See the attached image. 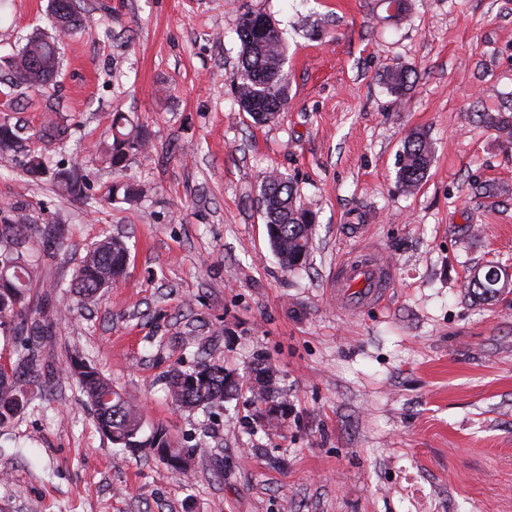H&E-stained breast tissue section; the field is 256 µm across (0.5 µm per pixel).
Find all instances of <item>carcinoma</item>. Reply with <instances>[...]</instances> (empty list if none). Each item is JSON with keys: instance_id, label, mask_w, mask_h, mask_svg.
<instances>
[{"instance_id": "cac0c4a2", "label": "carcinoma", "mask_w": 512, "mask_h": 512, "mask_svg": "<svg viewBox=\"0 0 512 512\" xmlns=\"http://www.w3.org/2000/svg\"><path fill=\"white\" fill-rule=\"evenodd\" d=\"M48 10L53 26L62 31H88V20L79 11L78 0H49ZM236 34L241 45L240 62L232 77L236 102L256 125L268 124L287 111L288 72L285 49L276 21L264 14L247 12L239 20ZM60 57L54 39L36 33L26 38L11 59V96L18 90L41 93L57 76ZM415 69L397 63L384 70L388 93L400 100L412 89ZM22 128L0 122V157L8 158L22 148ZM112 142L104 148L105 158L114 170H122L127 157L148 150L146 134L123 113L112 116ZM70 137L66 117L55 114L37 131L36 138L46 144H62ZM433 158L432 148L422 133L411 134L404 143L399 159L397 184L405 192L416 190L427 177ZM25 167L34 176L51 173L59 196L80 201L85 199L88 174L79 166L58 165L44 153L26 155ZM141 193L132 184L114 182L108 190L111 202L130 203ZM259 208L269 245L279 264L287 271L307 266L312 252V226L315 217L297 205L293 183L277 172L262 176ZM49 248L65 246L58 224H34L25 209L12 204L0 208V331L17 337L15 350L19 362L26 365L39 356L42 339L52 335L49 319L33 316L30 250L33 243ZM129 260V248L118 237L106 235L87 247L79 259L69 293L83 300L99 297L123 276ZM468 289L480 298L501 292L486 279H469ZM66 373L74 378L88 403L94 409L101 431L114 444L127 448H161L160 460L175 468L172 461L182 458L179 448L170 447L164 430L156 429L141 438L143 418L133 397L112 387L96 368L85 362L70 364ZM224 366L200 361L186 371L174 370L169 382L172 400L185 408L204 406L222 408L228 399ZM33 381L23 375L0 371V425L11 420L32 399Z\"/></svg>"}]
</instances>
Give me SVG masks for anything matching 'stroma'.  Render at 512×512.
I'll list each match as a JSON object with an SVG mask.
<instances>
[{"label": "stroma", "instance_id": "35a3bbf8", "mask_svg": "<svg viewBox=\"0 0 512 512\" xmlns=\"http://www.w3.org/2000/svg\"><path fill=\"white\" fill-rule=\"evenodd\" d=\"M48 0L0 8V78L23 38L50 31ZM92 34L62 35L59 73L0 119L36 132L59 102L72 138L58 156L89 175L86 206L0 159V204L64 227V248L34 250L36 305L54 333L35 374L45 388L0 426V512H512V288L483 301L475 268L512 271V0H84ZM262 12L286 46L288 110L271 125L239 111L240 17ZM415 67L395 100L382 74ZM150 138L112 171L114 112ZM493 114L498 126L480 121ZM434 157L420 189L397 186L408 134ZM277 170L315 216L309 265L281 268L258 184ZM143 188L109 204L113 180ZM130 251L95 302L59 292L104 233ZM378 250L388 300L351 314L329 295L336 265ZM94 365L137 400L190 463L99 430L62 370ZM207 361L239 379L220 409H181L173 370ZM275 373L259 423L251 392Z\"/></svg>", "mask_w": 512, "mask_h": 512}]
</instances>
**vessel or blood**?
Segmentation results:
<instances>
[{"instance_id":"obj_1","label":"vessel or blood","mask_w":512,"mask_h":512,"mask_svg":"<svg viewBox=\"0 0 512 512\" xmlns=\"http://www.w3.org/2000/svg\"><path fill=\"white\" fill-rule=\"evenodd\" d=\"M391 286L388 267L374 254L347 257L336 268V300L351 312L382 305Z\"/></svg>"}]
</instances>
